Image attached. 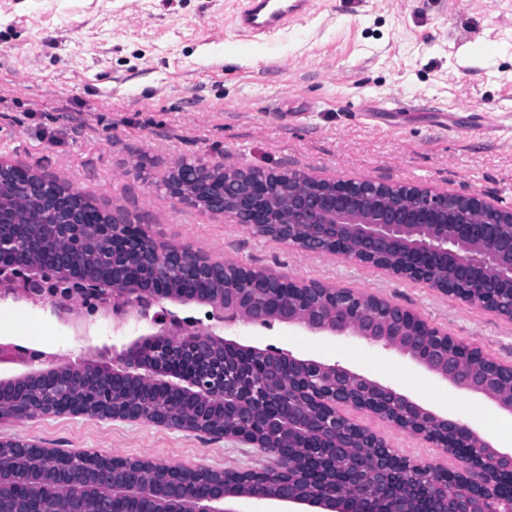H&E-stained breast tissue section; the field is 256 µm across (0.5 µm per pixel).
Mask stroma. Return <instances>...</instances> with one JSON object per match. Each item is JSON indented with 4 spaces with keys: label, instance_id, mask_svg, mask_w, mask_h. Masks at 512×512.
<instances>
[{
    "label": "stroma",
    "instance_id": "stroma-1",
    "mask_svg": "<svg viewBox=\"0 0 512 512\" xmlns=\"http://www.w3.org/2000/svg\"><path fill=\"white\" fill-rule=\"evenodd\" d=\"M243 0H0V157L57 177L158 240L215 261L373 295L512 361V321L339 255L305 254L180 203L158 183L177 157L477 194L512 210V0H315L275 35L238 32ZM0 299V341L96 364L147 329L75 304ZM225 338L341 361L487 432L499 411L406 357L355 338L237 324ZM355 423L401 456L458 460L386 420ZM0 438L216 470L255 449L145 422L0 419Z\"/></svg>",
    "mask_w": 512,
    "mask_h": 512
}]
</instances>
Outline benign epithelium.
<instances>
[{"label":"benign epithelium","instance_id":"7a95c632","mask_svg":"<svg viewBox=\"0 0 512 512\" xmlns=\"http://www.w3.org/2000/svg\"><path fill=\"white\" fill-rule=\"evenodd\" d=\"M160 186L202 213L245 224L259 236L304 253L341 255L422 282L457 300L512 320V212L507 218L477 194L448 195L417 185L376 181H317L288 169L225 168L180 159ZM112 242L99 269L75 255ZM51 246L47 265L36 252ZM174 270L206 276L215 287L188 296L171 281ZM21 282L30 297L49 300L65 319L78 300L135 314L150 330L133 339L112 365L63 364L43 351L0 343V363L26 367L0 378V418L31 419L69 413L143 421L250 445L269 455L262 469L190 471L150 460L124 459L122 469L149 468L151 482L117 484L97 472L114 457L60 453L30 440H1L11 461L0 462V496L29 482L37 495L26 512H44L42 500L59 497L67 512H111L121 500L154 505V512H244L245 502L277 512H512V492L499 486L512 476V448H498L466 421L438 412L396 387L338 361L305 359L292 351L244 346L217 326L154 305L210 307L221 324L265 326L279 322L312 335L352 336L409 358L453 388L480 395L512 415V363L457 342L413 311L375 296L283 276L229 262H215L182 245L162 243L126 216L105 213L74 196L56 178L0 159V297ZM58 375L62 385L46 398L40 379ZM121 379L126 396L101 400ZM165 388L191 400L154 404ZM372 413L398 430L453 455L461 467L448 472L447 496L432 480L436 466L403 457L380 437L352 422L345 410ZM310 444L300 469L290 452ZM416 471L411 486L399 473ZM206 484L193 495L187 476Z\"/></svg>","mask_w":512,"mask_h":512}]
</instances>
